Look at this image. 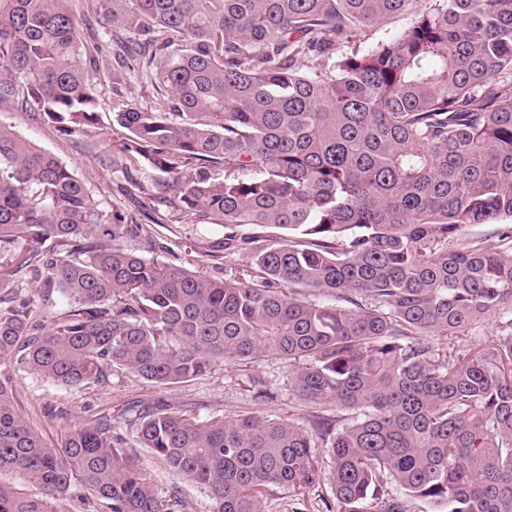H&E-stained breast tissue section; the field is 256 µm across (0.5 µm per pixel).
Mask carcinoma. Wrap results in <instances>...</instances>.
I'll list each match as a JSON object with an SVG mask.
<instances>
[{
  "mask_svg": "<svg viewBox=\"0 0 512 512\" xmlns=\"http://www.w3.org/2000/svg\"><path fill=\"white\" fill-rule=\"evenodd\" d=\"M72 2L0 0V103L81 138L99 129V44ZM420 2L83 0L129 34L134 49L113 38L127 70L150 69L164 94L158 109L117 108L127 135L104 138L102 161L133 184L145 167L169 175L159 202L224 225L211 257L249 262L217 279L151 257L144 215L105 210L0 120V362L66 387L115 368L163 386L271 355L304 400L353 417L304 428L159 404L53 448L6 375L0 473L40 495L0 481V512H57L77 481L111 512H177V488L146 480L133 442L204 485L213 512H261L270 488H311L328 462L337 512L409 499L512 512V0ZM412 10L397 39L361 47L366 26ZM311 55L326 66L302 71ZM469 224L503 228L470 239ZM29 276L36 300L18 293ZM489 318L491 344L461 350Z\"/></svg>",
  "mask_w": 512,
  "mask_h": 512,
  "instance_id": "cac0c4a2",
  "label": "carcinoma"
}]
</instances>
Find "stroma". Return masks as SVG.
I'll use <instances>...</instances> for the list:
<instances>
[{
    "label": "stroma",
    "mask_w": 512,
    "mask_h": 512,
    "mask_svg": "<svg viewBox=\"0 0 512 512\" xmlns=\"http://www.w3.org/2000/svg\"><path fill=\"white\" fill-rule=\"evenodd\" d=\"M102 49V67L111 69L112 78L101 88L99 118L101 128L111 137H120L122 128L113 123V109L118 104L139 108L157 105V93L148 76L128 74L117 68L112 47L105 35H98ZM0 119L14 126L22 136L34 141L71 168L77 177L89 180L104 208L122 205L153 213L157 203L152 188L161 181L160 173L144 169L138 179L144 191L127 198L121 192L125 183L121 173L107 170L101 163L98 137L75 139L54 127L32 121L26 112L11 104L0 106ZM167 226L160 229L161 243L156 256L190 270L205 271L217 278H227L248 260L246 254L230 253L221 261L207 254L210 242L223 238L224 228L217 224H191L179 213L166 216ZM8 370L16 390L17 404L31 427L52 445L60 444L70 431L102 416H116L128 410L147 412L160 404L173 408L190 407L203 416L214 413L237 416H287L299 425H307L319 408L303 400L294 389L288 366L271 356L249 361H228L215 365L206 375L191 382L158 386L133 373L117 370L106 383L81 388L63 387L31 373L18 359H11ZM136 460L146 479L155 485H174L180 492L183 512H212L207 489L173 475L149 449L135 451ZM336 512V499L329 479L319 486L296 491L272 488L262 504L263 512Z\"/></svg>",
    "instance_id": "1"
}]
</instances>
